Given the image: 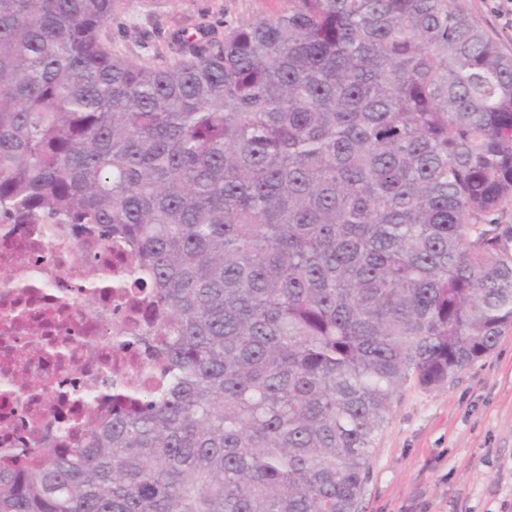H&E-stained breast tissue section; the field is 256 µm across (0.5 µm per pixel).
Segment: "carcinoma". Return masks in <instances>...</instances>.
<instances>
[{"mask_svg": "<svg viewBox=\"0 0 512 512\" xmlns=\"http://www.w3.org/2000/svg\"><path fill=\"white\" fill-rule=\"evenodd\" d=\"M124 0H0V211L93 224L147 389L0 512H356L398 392L512 325V58L459 0H288L131 60Z\"/></svg>", "mask_w": 512, "mask_h": 512, "instance_id": "obj_1", "label": "carcinoma"}]
</instances>
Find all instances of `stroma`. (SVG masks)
<instances>
[{
  "instance_id": "35a3bbf8",
  "label": "stroma",
  "mask_w": 512,
  "mask_h": 512,
  "mask_svg": "<svg viewBox=\"0 0 512 512\" xmlns=\"http://www.w3.org/2000/svg\"><path fill=\"white\" fill-rule=\"evenodd\" d=\"M463 10L506 55L512 27L488 0ZM288 0H125L105 26L131 59L167 53L173 36L222 37ZM358 512H512V326L473 365L434 389L407 385L375 443Z\"/></svg>"
}]
</instances>
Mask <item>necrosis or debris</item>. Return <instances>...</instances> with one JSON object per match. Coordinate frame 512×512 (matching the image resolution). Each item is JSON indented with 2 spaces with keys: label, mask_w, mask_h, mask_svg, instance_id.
<instances>
[{
  "label": "necrosis or debris",
  "mask_w": 512,
  "mask_h": 512,
  "mask_svg": "<svg viewBox=\"0 0 512 512\" xmlns=\"http://www.w3.org/2000/svg\"><path fill=\"white\" fill-rule=\"evenodd\" d=\"M90 262L92 282L83 275ZM131 266L125 246L97 244L75 225L0 219L1 466L27 462L20 440L29 435L55 448L78 442L110 406L111 381L144 383L137 348L117 345L132 327H151L141 301L115 302L112 277Z\"/></svg>",
  "instance_id": "necrosis-or-debris-1"
}]
</instances>
